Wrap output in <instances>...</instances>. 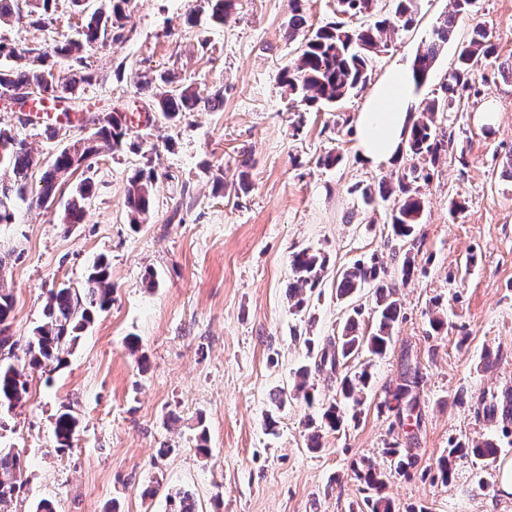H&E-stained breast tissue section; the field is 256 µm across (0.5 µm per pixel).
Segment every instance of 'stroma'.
Returning <instances> with one entry per match:
<instances>
[{
  "label": "stroma",
  "mask_w": 512,
  "mask_h": 512,
  "mask_svg": "<svg viewBox=\"0 0 512 512\" xmlns=\"http://www.w3.org/2000/svg\"><path fill=\"white\" fill-rule=\"evenodd\" d=\"M414 25L391 34L370 59L372 82L411 66L450 0H417ZM200 0H131L125 42L87 51L95 74L81 107L127 115L139 153L105 149L88 171L94 187L82 223L64 226L68 191L47 207L26 201L16 221L0 224V285L14 298L10 334L17 344L0 362H16L50 289H81L88 269L105 257L114 288L111 307L85 330L58 367L33 372L21 406L0 414V446L25 463L22 489L0 512H167L169 489L187 491L197 512H368L382 496L392 512H512L498 488V460L512 459V417L487 409L512 395V0H474L417 93L440 95L459 48L475 25L496 47L470 90L437 124L450 134L447 155L430 166L419 190L424 215L414 236L395 242L391 202L365 204L360 191L396 179L411 159L388 166L361 163L353 118L370 88L340 104L292 100L281 68L304 38L336 21V0H304V26L289 35L290 0H234L225 24L206 22ZM83 18L57 0L54 24L0 26V41L53 51ZM176 72L203 98L224 94L218 110L186 113L175 125L155 112L138 73ZM497 107L485 120L487 103ZM0 127L49 161L64 145L43 127L24 125L0 102ZM338 156L331 167L326 155ZM251 163V187L236 171ZM164 178L153 207L132 228L125 205L129 179L146 159ZM223 172L215 189L212 175ZM326 256L317 288L304 290L296 311L288 287L291 255ZM410 252L417 270L402 281L393 252ZM378 258L399 281L400 317L386 354L362 355L336 369H314L321 348L340 336L349 310L337 300L338 270ZM154 277L155 288L145 286ZM447 324L430 332L429 311ZM141 340L137 353L127 336ZM310 367L317 400L270 395L291 391ZM367 367L364 403L341 400L345 373ZM414 375L413 418L387 404ZM342 402L339 430L323 427L320 403ZM70 407L80 420L72 449L55 446L54 419ZM322 446H306L312 432ZM495 442L497 460L453 457L449 479L439 462L451 445ZM205 443L209 455L197 451ZM408 454L396 471L390 449ZM382 480L374 490L367 473Z\"/></svg>",
  "instance_id": "35a3bbf8"
}]
</instances>
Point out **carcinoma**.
<instances>
[{
	"label": "carcinoma",
	"mask_w": 512,
	"mask_h": 512,
	"mask_svg": "<svg viewBox=\"0 0 512 512\" xmlns=\"http://www.w3.org/2000/svg\"><path fill=\"white\" fill-rule=\"evenodd\" d=\"M77 12H83L80 0H71ZM131 0H104L91 12L85 13V22L76 37L69 38L56 48V54L71 60L66 74L55 72V63L38 48H27L24 53L32 57L31 64L24 67L0 66V95L4 93L28 92L40 95L62 106V111H71L79 99L82 87L93 80L83 52L94 46L107 47L123 42L126 38V6ZM337 12L351 17L373 15L374 0H336ZM394 17L375 16L369 23L350 29L342 21H336L316 29L305 40L296 60L284 67L279 75L280 82L287 88L288 95L308 106L318 103H338L356 90H360L370 79L369 57L386 46L388 35L397 28L408 29L415 22V0H395ZM54 0H25V7L19 0H0V23H6L26 12L28 23L37 28L53 24L52 5ZM210 19L218 24L227 21L232 0H203ZM472 0H451V10L433 30L428 44L413 61L411 71L417 85L428 78L434 61L441 48L448 42L459 18L469 12ZM495 46L485 29L477 25L468 43L459 50L458 64L450 74L449 81L442 86L444 95L429 101L414 119L406 141V153L411 159L435 163L441 153L449 148V141L436 125L438 113L455 107L457 90H465L482 62L491 57ZM143 89L158 90L154 95L156 111L169 122L176 123L183 113L192 110L199 102L214 109L223 103V93L216 91L212 97L201 100L191 86L183 85L166 71H148L140 76ZM111 121L100 122V115L87 112L83 117L85 125L93 126L92 133L68 140L49 164L39 179L37 202L51 204L56 197L59 182L80 170L87 160L99 154L106 146L112 152L140 149L136 142L128 140L127 120L123 113H109ZM39 161L31 154L25 141L19 140L8 129L0 128V171L10 173L5 180L0 177V224H13L16 220V202L24 201L32 192L30 179ZM424 169L412 164L397 177L394 185L382 184L379 195L382 200H394L391 213L393 235L404 241L410 238L418 224L422 223L424 200L415 184L427 180ZM158 180V167L152 162L136 170L129 179L126 204L130 224L138 226L148 218L152 207L151 190ZM71 200L65 208L64 224L81 222L83 204L91 195V181L84 177L71 184ZM326 267V258L317 252L305 249L293 255L292 271L295 282L290 285L289 294L298 297L295 308L305 307L300 291L307 287L314 289L321 280ZM386 269L376 260L356 261L336 277V299L352 300L368 286H373L376 314L375 329L368 335L357 331V317L363 314L362 305L352 307V314L333 344L332 354L322 352L319 365L330 364L336 368V356L344 360L359 357L364 351L373 356H383L393 336L399 319L400 307L395 298L394 285L384 278ZM109 263L98 259L87 274L84 288L78 292L68 287L49 290L43 310V321L35 327L24 350L22 367L0 364V412H10L20 405L27 394L26 371L44 370L62 361L66 345L74 343L80 334L90 326L96 316L112 304V283ZM14 299L11 293L0 287V349L11 340L9 328L13 320ZM370 379L367 370L347 374L341 380L344 397L361 403L359 393ZM409 384H403L393 395L395 409L411 416L414 404L406 399ZM79 427V419L66 408L56 416L54 435L57 448L73 447V440ZM466 452L477 458H490L497 454L494 443L469 446L455 444L442 459L439 470L443 478L450 473L449 457ZM24 465L19 453L11 448L0 447V504L14 496L23 485ZM170 512H195L192 496L181 489H174L166 495Z\"/></svg>",
	"instance_id": "cac0c4a2"
}]
</instances>
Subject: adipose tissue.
<instances>
[{"label": "adipose tissue", "instance_id": "1", "mask_svg": "<svg viewBox=\"0 0 512 512\" xmlns=\"http://www.w3.org/2000/svg\"><path fill=\"white\" fill-rule=\"evenodd\" d=\"M416 96V84L407 69H394L377 84L354 119L361 162L375 167L392 163L410 125Z\"/></svg>", "mask_w": 512, "mask_h": 512}]
</instances>
